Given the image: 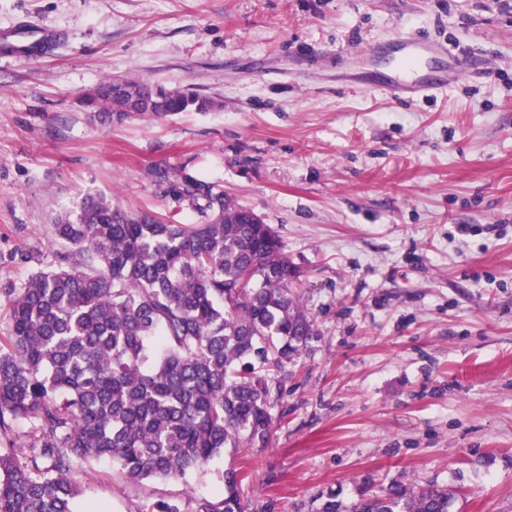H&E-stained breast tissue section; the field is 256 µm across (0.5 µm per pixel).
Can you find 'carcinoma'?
Here are the masks:
<instances>
[{
	"mask_svg": "<svg viewBox=\"0 0 512 512\" xmlns=\"http://www.w3.org/2000/svg\"><path fill=\"white\" fill-rule=\"evenodd\" d=\"M87 98L103 123L207 112L216 102L146 80L104 81ZM174 191L206 216L175 224L86 196L55 237L72 250L6 291L0 350V512H71L79 464L116 461L130 482L183 479L226 448H265L281 387L314 318L293 293L299 268L274 229L215 185L182 176ZM224 495L157 500L142 512H247L245 475ZM454 493L393 484L354 512H449Z\"/></svg>",
	"mask_w": 512,
	"mask_h": 512,
	"instance_id": "obj_1",
	"label": "carcinoma"
}]
</instances>
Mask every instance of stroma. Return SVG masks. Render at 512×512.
Wrapping results in <instances>:
<instances>
[{
  "label": "stroma",
  "mask_w": 512,
  "mask_h": 512,
  "mask_svg": "<svg viewBox=\"0 0 512 512\" xmlns=\"http://www.w3.org/2000/svg\"><path fill=\"white\" fill-rule=\"evenodd\" d=\"M28 20L68 39L0 52V290L57 264L51 226L88 195L202 223L166 169L270 224L315 318L268 447L183 480L76 468L74 512L217 498L231 463L252 512H352L392 483L512 512V0H0V29ZM402 35L447 46L424 62L444 89L384 90ZM112 79L220 106L108 126L83 95Z\"/></svg>",
  "instance_id": "stroma-1"
}]
</instances>
